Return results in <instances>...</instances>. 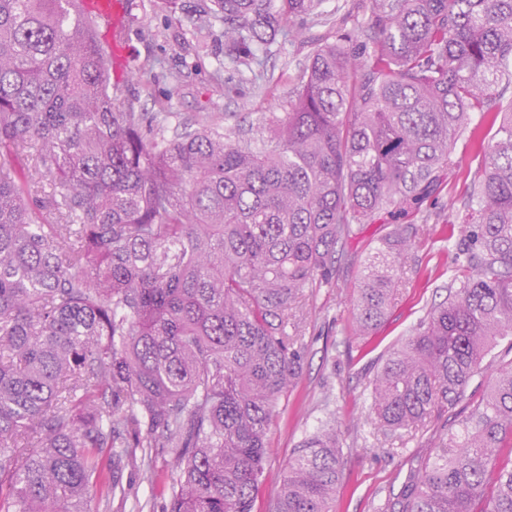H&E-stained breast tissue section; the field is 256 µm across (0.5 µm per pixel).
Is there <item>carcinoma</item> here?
<instances>
[{"label": "carcinoma", "mask_w": 512, "mask_h": 512, "mask_svg": "<svg viewBox=\"0 0 512 512\" xmlns=\"http://www.w3.org/2000/svg\"><path fill=\"white\" fill-rule=\"evenodd\" d=\"M76 0H0V512H98L118 473L171 450L164 512H253L280 402L303 371L305 289L377 216L416 211L470 113L496 127L459 212L447 301L384 359L368 418L413 433L512 336V0H374L364 50L315 47L258 147L206 115L117 108L103 26ZM324 0H209L201 27L259 51ZM53 219H48V216ZM417 228L391 224L354 304L384 320ZM512 360L397 512H512ZM335 420L304 440L272 512H335ZM98 494L92 501L90 489Z\"/></svg>", "instance_id": "carcinoma-1"}]
</instances>
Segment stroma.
I'll use <instances>...</instances> for the list:
<instances>
[{"label":"stroma","mask_w":512,"mask_h":512,"mask_svg":"<svg viewBox=\"0 0 512 512\" xmlns=\"http://www.w3.org/2000/svg\"><path fill=\"white\" fill-rule=\"evenodd\" d=\"M207 0H128L125 18L127 61L121 108L135 112H174L192 120L215 112L225 129L240 132L254 144L269 136V116L286 111L298 76L314 47L346 35L349 49L366 39L371 0H327L331 19L302 21L301 36L276 38L262 53L260 74L236 66L224 47V27L198 29L196 19ZM157 64V76L138 75L145 61ZM480 113H472L479 133L463 132L453 173L441 175L419 211L404 218L427 225L416 239L412 269L385 320L366 336L355 332L354 301L363 268L385 236L388 220L378 217L349 240L336 264V277L310 289V301L299 325L304 344L303 373L285 396L268 433L270 448L263 482L253 512H268L287 474V464L302 440L312 434L325 413H333L340 438L344 472L336 492V512H391L410 469L411 460L432 457L458 418L468 415L487 394L492 376L512 359V342L498 339L487 366L470 383L465 398L447 417L434 420L415 435H392L365 420L369 383L388 353L448 296L455 272V249L464 239L449 206L463 208L467 188L492 134L482 129ZM120 480L128 501H114L111 512H163L160 490L143 479L138 468L122 469Z\"/></svg>","instance_id":"35a3bbf8"}]
</instances>
